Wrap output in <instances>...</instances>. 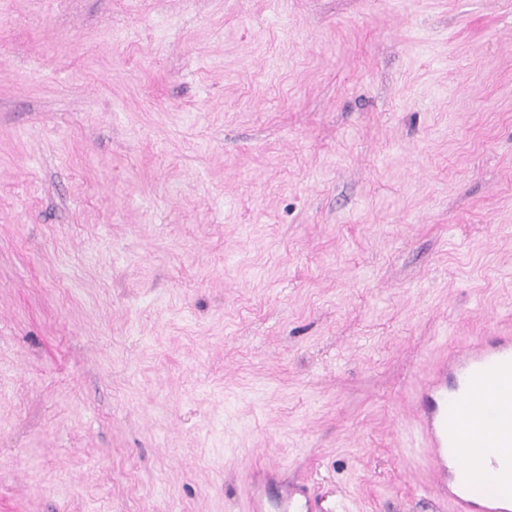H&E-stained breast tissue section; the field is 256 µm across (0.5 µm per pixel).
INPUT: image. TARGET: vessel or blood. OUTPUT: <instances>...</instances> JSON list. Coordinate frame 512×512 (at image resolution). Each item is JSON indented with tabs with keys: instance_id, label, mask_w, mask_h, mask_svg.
<instances>
[{
	"instance_id": "vessel-or-blood-1",
	"label": "vessel or blood",
	"mask_w": 512,
	"mask_h": 512,
	"mask_svg": "<svg viewBox=\"0 0 512 512\" xmlns=\"http://www.w3.org/2000/svg\"><path fill=\"white\" fill-rule=\"evenodd\" d=\"M421 445L451 512H512V336L449 354L419 390ZM317 512L304 487L251 498L246 512Z\"/></svg>"
}]
</instances>
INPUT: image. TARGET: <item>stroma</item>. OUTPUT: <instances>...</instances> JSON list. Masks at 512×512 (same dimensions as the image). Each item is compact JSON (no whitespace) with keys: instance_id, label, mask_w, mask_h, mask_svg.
I'll return each mask as SVG.
<instances>
[{"instance_id":"obj_1","label":"stroma","mask_w":512,"mask_h":512,"mask_svg":"<svg viewBox=\"0 0 512 512\" xmlns=\"http://www.w3.org/2000/svg\"><path fill=\"white\" fill-rule=\"evenodd\" d=\"M502 331L512 0H0V512H448ZM418 405L421 448L449 512H511L512 336H484L448 354L420 388ZM475 466L482 481L469 475ZM273 506L280 512H317L318 504L316 499L303 486L289 488L284 496L271 498L255 497L250 498L249 507L246 512H267V508Z\"/></svg>"}]
</instances>
